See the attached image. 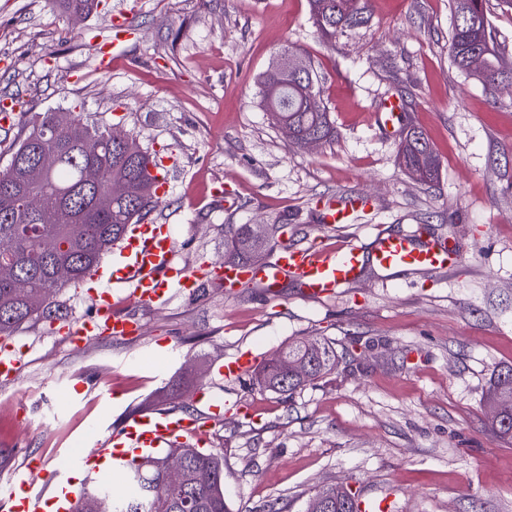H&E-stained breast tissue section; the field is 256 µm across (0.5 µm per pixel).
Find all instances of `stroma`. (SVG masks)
Listing matches in <instances>:
<instances>
[{
	"label": "stroma",
	"instance_id": "stroma-1",
	"mask_svg": "<svg viewBox=\"0 0 512 512\" xmlns=\"http://www.w3.org/2000/svg\"><path fill=\"white\" fill-rule=\"evenodd\" d=\"M451 0H370L367 26L325 43L308 0H101L76 18L55 0H0V101L28 114L78 109L122 123L173 156L169 188L153 213L169 225L175 262L223 265L228 224H284L288 243L319 237L370 246L381 231L427 227L460 260L446 269L383 271L328 299L284 282L279 297L220 283L162 306L118 303L142 326L128 338L92 336L74 346L52 320L10 337L24 369L0 378V491L30 459L72 479L68 458L91 437L118 432L150 410L203 414L201 387L249 407L209 428L206 449L224 458L230 512H305L315 491L345 484L384 512H512V441L488 429L485 394L512 365V89L493 94L448 55ZM137 29L108 72L113 14ZM311 60L336 138L309 150L272 127L257 79L285 50ZM405 105L441 166L428 184L399 165L404 134L375 118L383 101ZM223 187L225 198L213 190ZM360 195L351 223L321 232L318 202ZM326 337L364 348L292 396L250 375H217L225 358L260 360L288 342ZM27 423L23 441L10 423Z\"/></svg>",
	"mask_w": 512,
	"mask_h": 512
}]
</instances>
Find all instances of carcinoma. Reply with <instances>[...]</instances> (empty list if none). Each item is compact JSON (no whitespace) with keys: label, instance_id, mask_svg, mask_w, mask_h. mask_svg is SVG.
<instances>
[{"label":"carcinoma","instance_id":"1","mask_svg":"<svg viewBox=\"0 0 512 512\" xmlns=\"http://www.w3.org/2000/svg\"><path fill=\"white\" fill-rule=\"evenodd\" d=\"M64 12L92 15L99 0H55ZM486 0H452L453 25L448 52L461 72L477 79L494 91L512 82V72L501 70L502 56L494 44L485 8ZM310 16L322 40L329 44L347 37L370 21L369 0H308ZM261 105L272 125H285L291 141L301 146L314 138L325 144L335 136V128L323 101L322 80L311 63L300 73L288 71V77L274 85L266 76L259 79ZM11 155L28 160L50 159L45 172L48 204L29 226L21 213L5 199L21 178L24 168L0 170V251L6 250L7 263L0 262V335L9 334L24 324L51 319L62 314L57 297L64 288L75 286L97 271L104 254L124 240L129 228L142 224L154 211L157 195L152 190L149 166L155 153L143 146L133 132L117 123H88L82 116L67 130H55L50 113L32 121L28 133L11 148ZM400 159L407 172L419 181L435 178L439 161L424 133L408 130L401 144ZM95 166L102 173L96 187L82 182V168ZM122 183L121 197H110L108 186ZM253 231L246 224H231L225 230L226 244L237 264L244 266L256 258L251 242ZM67 263L72 273L57 279L52 265ZM27 284V296L14 293L11 277ZM283 353L290 357H310L315 362L313 378L336 369V350L323 339L311 337L288 344ZM260 387L279 394L292 393L303 386L299 380L282 385V375L271 363L257 373ZM512 401V366L498 371L485 396V405ZM493 431L503 439H512V412L491 419ZM175 458L184 469V484L170 489L163 480L166 463ZM139 494L132 497L109 494L105 485L83 494L73 512H97V503L109 498L110 512H183L189 502L194 512H228L224 497V462L216 454L193 447L173 448L163 455L146 458L131 466L127 475ZM322 494L339 509L331 512H362L359 498L342 485H326Z\"/></svg>","mask_w":512,"mask_h":512}]
</instances>
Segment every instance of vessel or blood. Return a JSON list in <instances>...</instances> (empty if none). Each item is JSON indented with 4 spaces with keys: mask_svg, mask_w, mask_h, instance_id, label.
<instances>
[{
    "mask_svg": "<svg viewBox=\"0 0 512 512\" xmlns=\"http://www.w3.org/2000/svg\"><path fill=\"white\" fill-rule=\"evenodd\" d=\"M354 199L346 198L323 205L320 223L341 224L354 212ZM174 241L167 225L142 224L135 228L121 249V257L108 274L112 284L121 288L126 301L161 305L173 291L190 293L200 279V270H188L173 262ZM457 257L447 240L428 235L380 233L371 248L358 245L325 247L312 244L297 247L280 243L274 258L265 265L242 268L227 264L213 271L223 280L225 292L234 291L243 280L256 282L269 295H278L285 281H294L304 297L320 299L336 294L337 290L357 282L365 264L383 270L436 269L449 267ZM96 314L77 327L63 326L74 343L84 337L107 334L114 337L139 335V326L116 312L110 290L94 294ZM259 362L252 352L244 351L227 358L219 372L224 378L235 379L249 372ZM23 367L22 355L9 346L0 347V377H17ZM203 434L197 417L163 410L147 412L129 418L120 432L97 441L94 456L73 455L70 464L76 468L90 467V483L112 479L130 467L133 460L142 459L164 449L202 441ZM47 478L52 493L43 496L34 490L38 478ZM77 493L59 475H46L37 461H29L24 472L14 475L8 490L9 512H70Z\"/></svg>",
    "mask_w": 512,
    "mask_h": 512,
    "instance_id": "vessel-or-blood-1",
    "label": "vessel or blood"
}]
</instances>
